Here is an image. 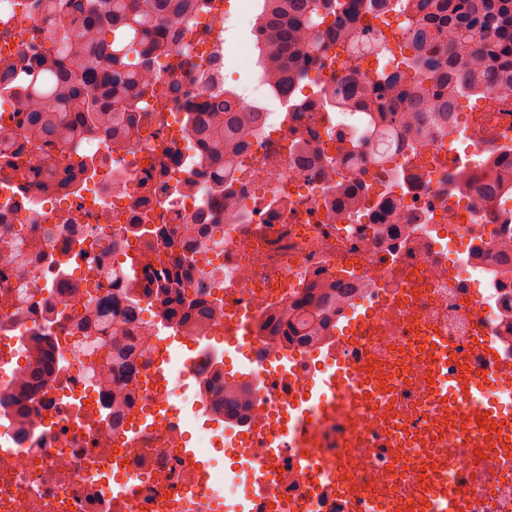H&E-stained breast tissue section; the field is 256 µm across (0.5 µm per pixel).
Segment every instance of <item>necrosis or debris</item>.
<instances>
[{
	"label": "necrosis or debris",
	"mask_w": 512,
	"mask_h": 512,
	"mask_svg": "<svg viewBox=\"0 0 512 512\" xmlns=\"http://www.w3.org/2000/svg\"><path fill=\"white\" fill-rule=\"evenodd\" d=\"M374 12L360 40L389 41L363 65L387 70L401 58L408 15L400 0H376ZM230 20L224 0H211L183 25L173 48L181 66L165 75L176 93L139 99L148 118L126 152L108 154V138L98 133L83 141L85 153L105 162L79 191L67 187L45 197L37 179L15 177L0 163V241L14 256L0 263V282L11 287L0 304V392L14 384L35 337L56 360L48 387L30 395L23 413L0 409V512H167L172 501L179 512H219L245 497L249 512H344L340 484L362 489L364 512H408L432 454L447 459L456 479L480 463L469 429L426 430L432 402L417 346L438 330L457 342L456 364L467 366L468 339L481 327L512 347V274L500 273L493 258L512 242V199L484 202L453 186L461 171L479 179L488 158L501 159V178L512 181V101L493 95L460 107L449 131L434 123L405 129L419 147L411 156L395 155L386 141L371 139L362 105L333 112L319 94L346 72V53L332 46L319 87L301 86L287 110L266 107L262 134L246 150L226 200L193 176L201 150L187 114L195 91L224 58L221 32ZM43 33L37 0H0V59L14 61L15 81H22L30 45ZM300 136L311 156L304 169L288 153ZM366 139L386 162L346 167L345 147ZM201 216L208 219L205 245L184 246V225ZM140 224L167 225L170 240L184 247L186 274L211 272L203 294L220 307L212 333L253 339L243 362L264 371L265 400L225 437L206 424L190 430L180 410L198 396L211 407L222 402L224 382L213 373L211 351L192 349L193 390L178 381L163 390L150 386L165 351L159 320L126 329L149 345L133 381L132 408L145 418L138 426L128 419L112 428L103 416L109 396L93 347L74 348L84 336L76 318L87 289L124 253L146 247ZM79 246L89 253L78 269L61 265L60 255ZM320 277L361 284L353 301L331 312L336 321L370 312L358 342L342 343L331 360L318 346L284 350L257 335L262 312L306 293ZM62 300L72 318L58 316ZM366 352L373 365L363 377L378 384L377 394L358 407L347 438L331 423L319 429L315 453L338 469L337 485L329 486L296 461L289 445L294 406L317 409L310 383L356 368ZM227 452L243 467L221 468L218 456ZM268 458L275 493L251 499L265 478L258 464ZM471 512H512V469L487 474L471 492Z\"/></svg>",
	"instance_id": "necrosis-or-debris-1"
}]
</instances>
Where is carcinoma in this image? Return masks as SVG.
<instances>
[{
	"label": "carcinoma",
	"mask_w": 512,
	"mask_h": 512,
	"mask_svg": "<svg viewBox=\"0 0 512 512\" xmlns=\"http://www.w3.org/2000/svg\"><path fill=\"white\" fill-rule=\"evenodd\" d=\"M47 38L28 62L24 84L16 86L12 64L0 61V94L14 92L20 118L0 123V156L18 176L43 173L45 184L62 178L74 187L94 172L95 163L81 150L90 133H103L118 151L140 133L141 113L132 100L164 88L165 81L149 74L153 51L170 55L181 35L180 21L204 6L205 0H41ZM413 22L409 50L400 65L378 75L361 71V56L347 52L349 71L327 99L343 110L361 100L373 125L389 124L386 136L406 153L414 142L399 138L403 122L425 127L428 114L444 124L453 123L460 98L487 91L512 98V0H412ZM319 0H263L256 31L258 66L272 90L290 95L322 61L327 49L324 32L313 23L325 20L332 37L347 43L352 31L372 11V0H345L338 10L319 14ZM200 102L189 112L192 136L205 146L195 175L209 180L219 194L235 181L237 159L248 136L262 127L263 107L244 104L234 91L214 94L199 90ZM42 153L28 156V147ZM512 192V183L494 175L482 177L478 196L492 199ZM138 232L156 241L169 240L167 227L137 225ZM159 271L150 259L130 258L126 270V307L107 315L92 308L83 322L95 327L93 345L104 352L101 370L112 376V424L116 425L132 399L129 378L142 348L125 339L120 325L142 321L141 298L152 291L165 296L163 317L171 324L189 325L195 335L205 334L216 307L203 299H188L179 290L181 258L166 253ZM355 288L331 284L294 299L280 311L260 315L261 333L286 348L316 345L327 339L324 314L336 306V296L350 297ZM56 367L50 350L32 361L24 385L44 387ZM256 396L252 385L227 382L223 419H243L241 411Z\"/></svg>",
	"instance_id": "carcinoma-1"
}]
</instances>
